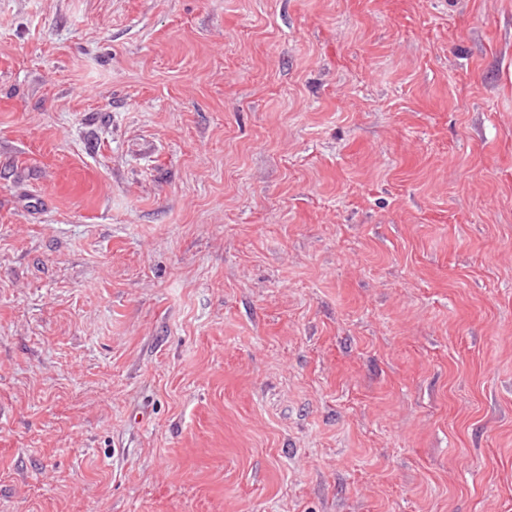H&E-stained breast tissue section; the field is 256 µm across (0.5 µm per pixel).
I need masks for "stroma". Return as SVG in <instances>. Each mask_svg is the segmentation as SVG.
I'll return each mask as SVG.
<instances>
[{"label": "stroma", "instance_id": "35a3bbf8", "mask_svg": "<svg viewBox=\"0 0 512 512\" xmlns=\"http://www.w3.org/2000/svg\"><path fill=\"white\" fill-rule=\"evenodd\" d=\"M0 512H512V0H0Z\"/></svg>", "mask_w": 512, "mask_h": 512}]
</instances>
